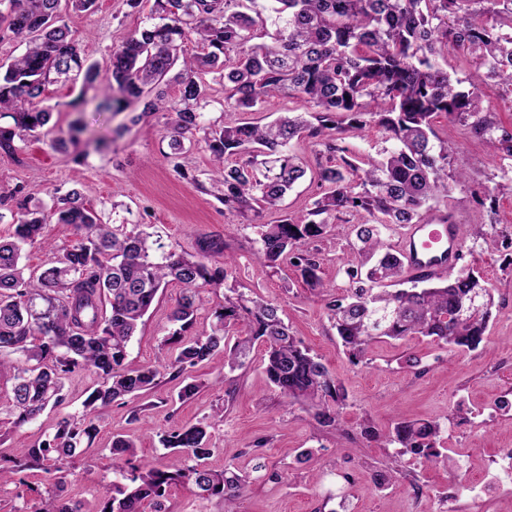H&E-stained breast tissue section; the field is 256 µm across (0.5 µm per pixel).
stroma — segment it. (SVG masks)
<instances>
[{"label": "stroma", "instance_id": "1", "mask_svg": "<svg viewBox=\"0 0 512 512\" xmlns=\"http://www.w3.org/2000/svg\"><path fill=\"white\" fill-rule=\"evenodd\" d=\"M148 9L133 10L127 0H96L90 10H63L62 16L81 41L89 61L107 70L110 53L127 33L144 26ZM449 73L474 85L484 111L512 131V93L486 85L483 70L457 50L447 55ZM210 122L266 123L279 113L304 111L296 99L275 98L256 112L224 109V82L215 74L202 77ZM98 89L82 82L53 85L47 91L55 107L48 136L0 151V194L21 188L32 201L51 203L54 192L79 189L87 205L108 224H145L164 243L196 251L203 237L229 242L235 256L233 282L245 293H257L279 305L295 336L320 358L342 383L347 402L339 427L320 425L311 412L288 405L269 382L261 349H254L244 367L230 371L223 355L199 363L191 374L200 384L196 395L177 398L180 379L163 376L149 393L115 402L97 419V434L84 458L73 460L64 473L65 494L80 512H99L110 484L112 439L133 441L137 454L153 465L173 461L161 443L168 429L215 420L212 453L207 467L246 476L249 487L237 499V512H320L321 507L345 512H461L471 501L469 479L485 471L499 448H512V419L491 412L494 403L512 401V195L493 194L496 183L512 177V158L458 122L439 114L433 118L440 139L455 144L453 168L467 171L462 182L450 183L447 195L430 201L431 211L451 212L462 226L464 257L458 268L477 272L494 296L492 317L483 348L451 350L422 336L372 343L360 364L350 363L336 338L326 309L329 296L349 287L346 270L356 261V227L362 214H341L337 224L312 244L329 295L307 288L292 265L270 269L253 254L249 241L256 230L207 191L182 179L179 169L210 170L212 158L203 143L190 152L169 155L164 120L153 115L129 125L125 112L95 109ZM85 126L80 144L109 142L101 152L79 158L77 146L57 152L56 137H67L73 120ZM293 153L308 175L290 190L266 221L281 214L301 219L320 188L313 175L322 158L310 140L295 141ZM484 228L486 238L475 237ZM181 293L177 284L159 292L144 323L131 340L127 366L139 369L166 362L164 344L172 312ZM101 383L82 371L66 379L63 402L20 429L0 423V467L12 471L0 485V512H37L49 482L38 470L13 471L20 454L17 441L40 444L51 439L61 416L81 412L89 393ZM399 420H434L441 425L439 459L426 461L398 455L386 447L385 436ZM399 472L378 488L376 479L389 462Z\"/></svg>", "mask_w": 512, "mask_h": 512}]
</instances>
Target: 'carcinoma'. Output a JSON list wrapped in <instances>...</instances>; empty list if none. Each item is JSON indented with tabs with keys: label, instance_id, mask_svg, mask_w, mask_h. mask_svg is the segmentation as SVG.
I'll list each match as a JSON object with an SVG mask.
<instances>
[{
	"label": "carcinoma",
	"instance_id": "carcinoma-1",
	"mask_svg": "<svg viewBox=\"0 0 512 512\" xmlns=\"http://www.w3.org/2000/svg\"><path fill=\"white\" fill-rule=\"evenodd\" d=\"M74 11L95 0H9L0 27L27 40L23 55L0 64V150L39 139L53 107L46 91L58 83L83 79L103 84L97 110L141 111L130 122L167 114L169 147L185 150V134L203 130L206 150L219 169L210 187L224 207L251 215L258 259L275 268L288 262L312 290L325 288L320 265L307 248L344 212H364L357 226L362 243L356 267L347 270V295L327 302L330 319L349 361H363L371 343L387 338L430 337L448 348L477 349L483 342L493 298L472 271L448 279L418 277L409 288L378 291L374 285L401 277V254L388 248L383 230L392 224H417L428 203L448 195L445 171L455 146L433 141L432 119L443 114L476 136L494 140L497 126L483 112L481 99L457 87L440 60L448 44L487 69L486 78L512 89V0H153L152 23L132 32L112 49L105 74L87 60L81 43L61 17V2ZM275 27L274 32L267 25ZM195 35L201 53L180 57L184 41ZM264 42H258L260 38ZM233 60L230 66L227 60ZM224 78V111L255 112L272 97L296 98L308 112H283L275 120L226 122L204 126L207 106L199 75ZM179 86L170 100L157 92ZM374 125L389 145L379 157H347L346 139ZM306 137L326 156L317 180L325 187L306 217L284 214L263 221L266 210L306 174L289 150ZM13 234L0 239V354L16 356L12 365V424L36 420L62 402L63 379L91 371L101 379L80 415L61 419L53 438L38 447L21 446L22 466L59 472L90 447L100 410L118 399L137 397L159 384L163 372L180 377L188 369L224 352V367L243 366L255 345L264 349L269 381L287 398L334 426L346 406L343 385L290 333L279 306L235 288L211 312V332L182 341L202 304L200 289L219 288L232 272L229 244L206 237L194 253L178 252L139 224L114 226L73 189L47 209L17 200ZM72 227L76 242L58 249L53 265L25 274L27 246L45 242L48 218ZM183 287L172 313L177 325L164 340L176 348L169 362L130 370L128 344L160 289ZM243 321L246 336L228 347L226 329ZM213 424L176 426L162 435L175 460L170 468L136 459L135 444L112 440L115 470L101 512H164L163 500L175 482H185L202 497L224 498L226 512L246 489V480L225 469L201 466L208 458ZM441 427L435 421H398L390 443L427 461L439 457ZM40 512H79L58 484L47 491Z\"/></svg>",
	"mask_w": 512,
	"mask_h": 512
}]
</instances>
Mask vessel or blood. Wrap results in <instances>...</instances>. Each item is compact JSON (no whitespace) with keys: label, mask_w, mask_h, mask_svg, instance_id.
Instances as JSON below:
<instances>
[{"label":"vessel or blood","mask_w":512,"mask_h":512,"mask_svg":"<svg viewBox=\"0 0 512 512\" xmlns=\"http://www.w3.org/2000/svg\"><path fill=\"white\" fill-rule=\"evenodd\" d=\"M401 250L411 272L443 275L462 258L460 226L449 213L437 214L424 224L408 225Z\"/></svg>","instance_id":"vessel-or-blood-1"}]
</instances>
